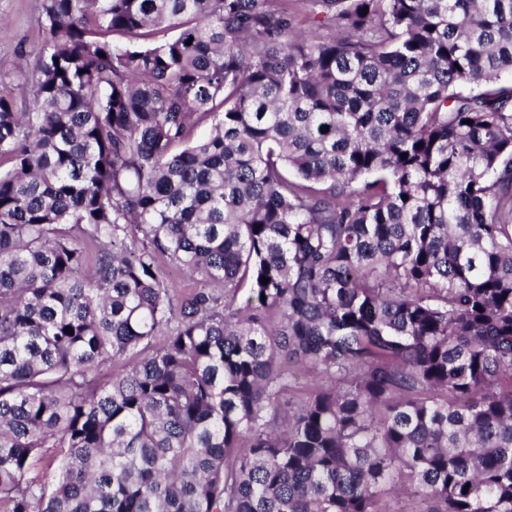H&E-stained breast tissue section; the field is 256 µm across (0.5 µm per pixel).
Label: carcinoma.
Listing matches in <instances>:
<instances>
[{
	"instance_id": "carcinoma-1",
	"label": "carcinoma",
	"mask_w": 512,
	"mask_h": 512,
	"mask_svg": "<svg viewBox=\"0 0 512 512\" xmlns=\"http://www.w3.org/2000/svg\"><path fill=\"white\" fill-rule=\"evenodd\" d=\"M312 7L43 0L0 512H512V0Z\"/></svg>"
}]
</instances>
